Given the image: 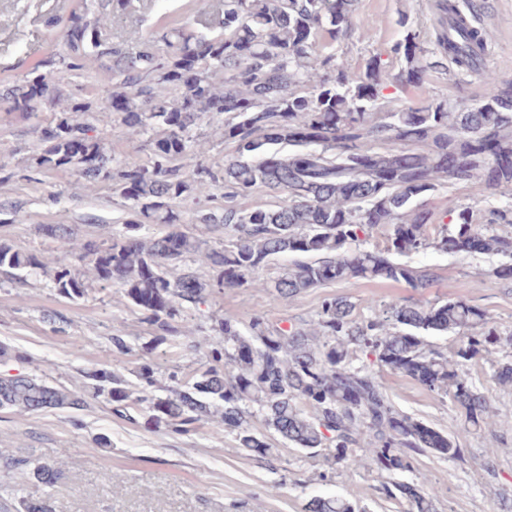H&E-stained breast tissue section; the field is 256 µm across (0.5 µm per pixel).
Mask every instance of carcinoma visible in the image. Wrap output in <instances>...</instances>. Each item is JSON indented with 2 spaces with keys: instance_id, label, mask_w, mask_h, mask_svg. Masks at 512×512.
I'll return each mask as SVG.
<instances>
[{
  "instance_id": "cac0c4a2",
  "label": "carcinoma",
  "mask_w": 512,
  "mask_h": 512,
  "mask_svg": "<svg viewBox=\"0 0 512 512\" xmlns=\"http://www.w3.org/2000/svg\"><path fill=\"white\" fill-rule=\"evenodd\" d=\"M133 3L78 0L64 23V51L0 87V112L40 130L32 167L72 168L110 185L127 217L101 241L80 240L59 225L54 243L38 254L0 244L1 269L49 275L72 301L115 286L156 339L174 346L182 344L187 309L213 288L287 298L335 282L379 280L421 291L439 279L436 268L401 258L428 249L497 257L490 275L512 288V205L440 214L429 199L448 184L477 196L512 191V82L486 70L483 31L454 0H436L433 49L420 30L405 29L392 48L405 60L395 74L375 54L357 72L339 60L337 47L354 30L367 36L355 21L356 0H223L213 34L159 26L135 50L103 37ZM450 64L460 74L483 73L485 92L475 105L430 96L394 108L383 100L385 81L420 86L428 71ZM46 108L52 116L42 128ZM207 118L217 120L211 136L234 154L222 165L191 169L196 130ZM114 123L143 138L145 158L108 153L105 131ZM255 190L275 201L246 203ZM218 191L224 206L208 208ZM186 224H203L224 240L215 247ZM150 225L164 231L151 235ZM283 256L287 266L258 276ZM188 257L201 260L208 278L181 267ZM208 321L206 361L188 381L173 375V385L159 386L152 361L139 364L130 383L105 369L88 371L80 393L7 376L0 378V408L82 410L102 397L115 412L144 413L173 434L210 420L247 455L264 459L273 448L251 425L258 418L283 442L323 455L330 468L368 461L384 479V496L405 501L408 512H437L434 494L395 476L421 455L462 460L464 449L398 410L383 373L450 399L464 430L477 431L490 403L463 366L512 349V333L464 296L385 303L369 316L347 297H327L308 328L264 314L245 329L229 317ZM448 334L462 335L449 353L425 340ZM494 379L512 388V359L497 363ZM34 475L49 487L63 471L40 465ZM15 508L52 512L47 501L27 497ZM306 512L357 506L314 497Z\"/></svg>"
}]
</instances>
